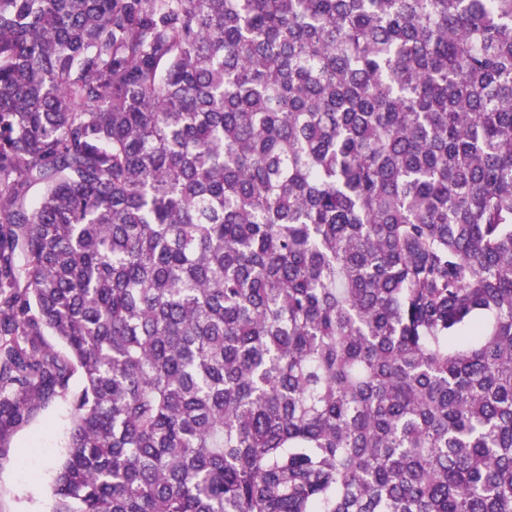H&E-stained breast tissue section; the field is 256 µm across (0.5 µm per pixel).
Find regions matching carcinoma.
Masks as SVG:
<instances>
[{"label":"carcinoma","mask_w":512,"mask_h":512,"mask_svg":"<svg viewBox=\"0 0 512 512\" xmlns=\"http://www.w3.org/2000/svg\"><path fill=\"white\" fill-rule=\"evenodd\" d=\"M67 393L51 512H512V0H0V431Z\"/></svg>","instance_id":"1"}]
</instances>
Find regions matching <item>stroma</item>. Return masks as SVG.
Returning <instances> with one entry per match:
<instances>
[{"instance_id":"obj_1","label":"stroma","mask_w":512,"mask_h":512,"mask_svg":"<svg viewBox=\"0 0 512 512\" xmlns=\"http://www.w3.org/2000/svg\"><path fill=\"white\" fill-rule=\"evenodd\" d=\"M71 420L70 399L59 396L34 405L25 424L0 434V512H49Z\"/></svg>"}]
</instances>
